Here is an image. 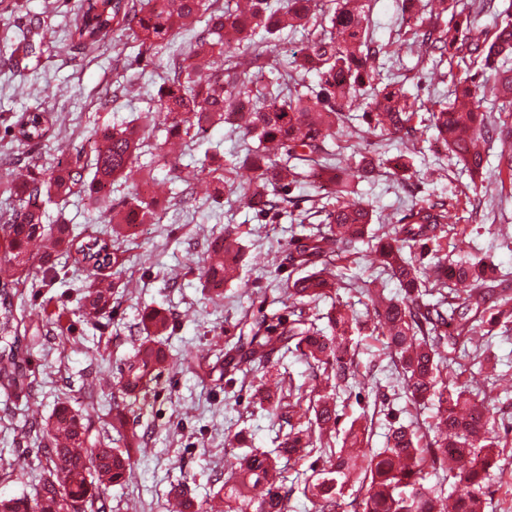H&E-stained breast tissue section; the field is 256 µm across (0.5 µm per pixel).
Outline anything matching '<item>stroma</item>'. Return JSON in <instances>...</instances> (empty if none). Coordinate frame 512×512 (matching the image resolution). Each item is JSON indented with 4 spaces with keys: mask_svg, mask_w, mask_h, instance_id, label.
Segmentation results:
<instances>
[{
    "mask_svg": "<svg viewBox=\"0 0 512 512\" xmlns=\"http://www.w3.org/2000/svg\"><path fill=\"white\" fill-rule=\"evenodd\" d=\"M77 5L78 0H0V175L26 168L44 179L58 158L89 163L97 130L155 110L160 87L204 31L196 25L174 46L155 52L114 29L89 49L68 38ZM371 16L374 39L388 48L381 78L400 82L418 112L447 103L453 87L447 65L432 66L416 47L398 40L399 0H371ZM25 37L35 54L20 50ZM364 108L356 103L335 163L345 168L361 156L373 158L374 172L356 183L353 194L373 210L371 232L388 230L412 205L448 197L454 203L453 228L443 240L444 253L484 256L512 274V192L497 182L505 164L499 145L486 148V172L474 184L446 150L435 147L427 122H416L411 140L401 143L369 129ZM34 110L48 117V130L41 140L19 141L16 122ZM140 135L137 163L152 181L147 186L118 181L107 203L117 208L131 198L144 199L152 203L154 219L120 244L123 263L112 270L118 287L111 312L93 324L82 320L79 307L88 273L68 260L53 277L32 265L13 299L30 386L15 397L0 393L1 497L33 493L46 465L36 439L58 403L91 406L106 416L111 397L89 393L87 384L116 379L133 354L138 323L148 308L161 307L172 315L164 337L170 364L128 415V428L139 439L134 474L128 482L105 488V512H173L179 491L199 503L212 500L239 455L276 446L279 424L255 396L263 369L225 373L224 355L256 323H287L293 307L288 285L300 275L286 259L288 244L324 231L317 210L326 197L304 179L292 186L279 209L260 217L242 197L247 170L238 171L229 190L185 180L188 166H201L209 152L217 164L232 168L247 145L241 133L227 125L204 128L181 157L163 150V126L142 129ZM400 154L413 157L412 176L404 181L391 168ZM42 212L47 224H70L100 236L110 230L100 211L77 197L52 198L43 202ZM227 231L242 245L240 276L217 298L204 287L199 269L210 239ZM336 271L338 297L351 302L362 318L368 290H396L373 249L362 243L337 257ZM352 339L357 373L349 398L338 406L339 429L354 418L365 419L375 448L384 447L396 421L430 434L434 408L406 400L382 337L370 335L362 322ZM490 343L501 381L488 384L479 370L480 353L470 343L457 352L451 376L484 389L505 424L500 436L508 446L487 484V512H512V392L505 390L512 380V330H495Z\"/></svg>",
    "mask_w": 512,
    "mask_h": 512,
    "instance_id": "obj_1",
    "label": "stroma"
}]
</instances>
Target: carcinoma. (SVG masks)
<instances>
[{"label": "carcinoma", "instance_id": "carcinoma-1", "mask_svg": "<svg viewBox=\"0 0 512 512\" xmlns=\"http://www.w3.org/2000/svg\"><path fill=\"white\" fill-rule=\"evenodd\" d=\"M216 0H82L80 19L71 39L95 47L109 29L128 30L151 49L169 47L183 30L200 22L206 34L196 41L181 62L174 78L159 91L158 106L144 119L162 124L167 139L192 138L203 126L224 124L255 139L234 168L254 171V181L244 189L251 209L267 214L279 206L278 193L295 183L300 174L318 182L339 198L324 210L327 231L291 242L288 263L303 275L288 284L289 297L298 312L288 324L255 332L240 339L239 363L263 367L277 353H296L323 370L328 391L309 395L306 424L295 420L303 396L281 389L262 387L258 402L287 427L275 455L253 449L240 462L239 471L224 480L215 497L226 512H287L292 489L286 485L285 466L311 454L322 461L310 467L303 479V495L316 512H334L353 491L356 512H485V487L490 472L498 466L501 441L491 403L468 385L443 379L458 346L475 336H488L486 314L496 312V323L509 327L512 298L493 297V287L505 274L492 261L470 256L465 260L443 259L426 267L415 250L441 246L452 203L441 197L414 206L401 223L378 239L382 273L395 280L398 293L370 294L372 332L385 338L386 349L402 368V390L413 405L437 401L435 435L423 443L410 425L390 428L387 446L368 448L365 426L354 419L339 448L322 444V436L336 429L339 421L337 398L350 388L356 372L355 352L348 335L359 324L350 304L338 299L326 313L330 335L320 334L314 320L304 316L303 306L331 298L338 282L330 257L347 253L368 233L372 210L355 201L341 199L353 193L352 184L368 177L374 165L362 157L357 167L336 169V135L350 121L351 105L366 97L367 124L400 141L415 132L414 106L396 81L381 87L372 84V73L380 68L385 47L370 32L368 0H338L329 24L317 20L318 0H247L223 8ZM454 23L445 28L433 23L423 0H400L405 23L402 38L439 62L464 65L468 75L456 81L453 101L429 110V124L436 140L452 153L471 180L484 172V155L479 142L512 143V16L495 24L492 33L477 31V11L457 10V0H443ZM302 33L306 45L290 64L317 76L316 88L306 94L280 98L282 74L265 63L264 46L254 40L257 32L267 43L283 31ZM480 66L481 75H493V90L501 101L498 115L483 110L481 82L469 74ZM256 67L260 77H241L239 68ZM45 118L26 114L16 124L18 138L33 141L43 137ZM140 146L138 127L127 124L104 128L92 146L91 171L80 164L58 161L44 181L25 180L16 175L6 181L5 192L17 203L14 218L0 230L8 240V256L0 263V379L18 391L27 374L19 352L22 340L14 314L13 289L28 276L30 261L37 257L48 270L64 254L89 272L81 304L82 316L96 321L112 308V284L104 271L122 261L114 243L134 235V228L153 218L147 202L136 201L117 211L104 208L103 223L111 225L112 239L80 236L68 224H43L39 204L43 196L68 197L75 192L100 206L112 192V183L137 173L134 160ZM304 172H298L299 168ZM241 245L233 233L214 238L208 249L201 279L219 297L224 284L237 277ZM432 287L464 284L463 291L432 303L426 299ZM171 316L151 308L141 316V331L133 355L120 370L112 396V419L104 432L124 436L129 404L126 399L147 393L150 384L165 369L168 354L158 337L170 327ZM448 334V350L441 349V331ZM93 415L61 403L45 421L40 444L46 449L49 466L31 495L0 499V512H65L69 499H81L88 512L96 506L100 490L126 481L134 472L128 448L100 442L88 446ZM442 472L443 479L465 485L458 496L444 488L424 486L428 470Z\"/></svg>", "mask_w": 512, "mask_h": 512}]
</instances>
